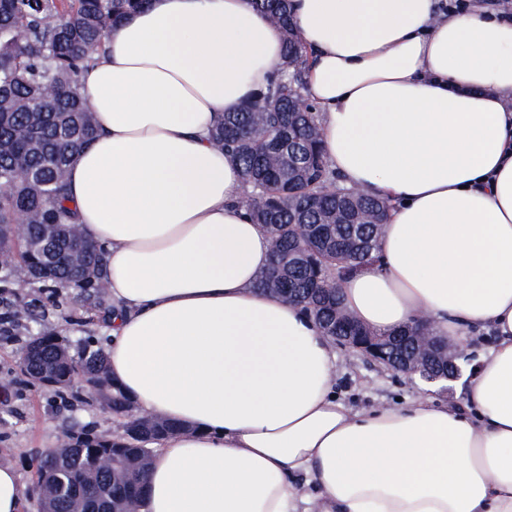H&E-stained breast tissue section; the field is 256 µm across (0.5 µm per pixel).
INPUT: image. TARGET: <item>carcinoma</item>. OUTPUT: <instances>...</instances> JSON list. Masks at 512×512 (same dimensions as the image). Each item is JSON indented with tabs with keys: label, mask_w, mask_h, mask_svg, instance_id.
I'll return each instance as SVG.
<instances>
[{
	"label": "carcinoma",
	"mask_w": 512,
	"mask_h": 512,
	"mask_svg": "<svg viewBox=\"0 0 512 512\" xmlns=\"http://www.w3.org/2000/svg\"><path fill=\"white\" fill-rule=\"evenodd\" d=\"M148 0H0V225L18 228L0 237V271L22 264L30 277L54 287L84 290L100 307L105 252L80 236L66 205L65 173L96 132L77 75L94 61L112 26ZM283 35L284 60L264 91L237 112H226L212 132L214 146L241 167V202L271 237V260L257 286L268 289L278 270L280 294L309 309L324 335L336 334V293L331 279L377 260L378 241L390 204L338 185L327 163L317 115L302 94L306 57L290 23L288 0H252ZM64 224L52 237L46 225ZM362 228L363 246L343 257L336 243L351 226ZM24 376L59 393L74 381L100 396L123 436L72 435L36 476L48 471V512H119L144 501L143 477L153 444L177 429L160 418L132 416L133 403L112 382L103 350L71 358L63 340L44 333L29 340ZM107 456L112 470L94 462Z\"/></svg>",
	"instance_id": "1"
}]
</instances>
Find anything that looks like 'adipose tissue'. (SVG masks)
<instances>
[{"instance_id": "adipose-tissue-1", "label": "adipose tissue", "mask_w": 512, "mask_h": 512, "mask_svg": "<svg viewBox=\"0 0 512 512\" xmlns=\"http://www.w3.org/2000/svg\"><path fill=\"white\" fill-rule=\"evenodd\" d=\"M307 98L346 186L389 198L343 309L388 334L486 331L460 403L353 409L303 305L257 288L270 238L210 141L283 59L251 0H149L78 82L99 133L70 163L106 249L112 379L180 426L141 512H512V22L438 0H289Z\"/></svg>"}]
</instances>
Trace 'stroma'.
<instances>
[{"instance_id":"35a3bbf8","label":"stroma","mask_w":512,"mask_h":512,"mask_svg":"<svg viewBox=\"0 0 512 512\" xmlns=\"http://www.w3.org/2000/svg\"><path fill=\"white\" fill-rule=\"evenodd\" d=\"M46 297L47 310L37 318L17 323H0V464H13L25 488H32L37 463L50 448L58 447L67 429L77 426L96 433L112 434V419L97 400L68 404L56 394L28 381L16 359L30 336L52 332L66 337L73 357H81L86 342L106 346L105 311L87 308L78 288L43 290L30 280L23 268L6 275L0 283V313L16 299L31 301ZM491 336L482 332L463 346L462 374L449 382L447 391L425 389L418 379L397 375L367 361L357 352L336 351V394L359 410L378 404H410L421 393H430L439 402L458 400L470 377L471 367L490 346Z\"/></svg>"}]
</instances>
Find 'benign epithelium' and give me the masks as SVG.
I'll use <instances>...</instances> for the list:
<instances>
[{"label":"benign epithelium","mask_w":512,"mask_h":512,"mask_svg":"<svg viewBox=\"0 0 512 512\" xmlns=\"http://www.w3.org/2000/svg\"><path fill=\"white\" fill-rule=\"evenodd\" d=\"M332 340L392 372L417 377L426 383L443 387L458 378L457 354L448 348V339L429 335L422 322L405 328L402 336H379L358 326L355 333L336 335Z\"/></svg>","instance_id":"obj_1"}]
</instances>
